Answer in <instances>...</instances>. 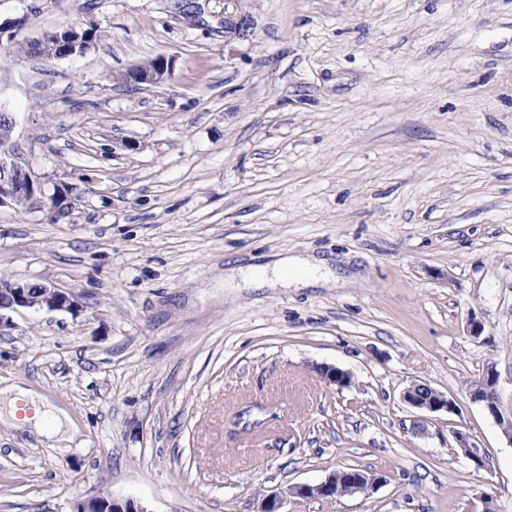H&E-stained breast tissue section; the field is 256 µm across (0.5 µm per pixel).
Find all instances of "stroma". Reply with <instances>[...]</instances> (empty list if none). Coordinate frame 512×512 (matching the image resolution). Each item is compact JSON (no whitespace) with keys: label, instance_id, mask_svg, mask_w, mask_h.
Instances as JSON below:
<instances>
[{"label":"stroma","instance_id":"1","mask_svg":"<svg viewBox=\"0 0 512 512\" xmlns=\"http://www.w3.org/2000/svg\"><path fill=\"white\" fill-rule=\"evenodd\" d=\"M19 17L16 160L77 201L0 207V276L81 308L0 329V388L70 416L52 442L0 420V512H258L343 467L384 480L288 512H512V443L468 392L495 362L512 411V0H0ZM64 24L95 47L16 55ZM159 55L164 82L119 81ZM284 255L329 274L247 280ZM418 381L456 412L403 402ZM456 448H461L463 455L475 464L476 467H483L484 455L482 446L476 439L467 432L457 430L453 435ZM71 512H148L133 500L118 501L105 495L76 500Z\"/></svg>","mask_w":512,"mask_h":512}]
</instances>
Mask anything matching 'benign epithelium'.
<instances>
[{
    "label": "benign epithelium",
    "mask_w": 512,
    "mask_h": 512,
    "mask_svg": "<svg viewBox=\"0 0 512 512\" xmlns=\"http://www.w3.org/2000/svg\"><path fill=\"white\" fill-rule=\"evenodd\" d=\"M32 57L67 58L74 54L70 46L45 34L28 41ZM169 62L160 58L156 68L143 73L135 67L128 74L137 77L143 84L155 85L164 80L169 72ZM14 118L7 115V121L0 123V207L11 205L26 197L42 192L41 175L30 166L20 165L15 158L11 144ZM80 307L79 296L73 289L58 288L44 283H28L5 280L0 277V328L12 325L10 314L19 310L47 312H75ZM321 380L339 389L346 387L350 374L335 366H321L318 369ZM499 374L494 364L484 368L480 378L469 390L472 401L484 404L500 426L502 433L512 442V413L502 412L498 393ZM408 405L429 413H453L455 400L438 391L427 382L409 386L402 395ZM456 447L477 467L484 465L482 446L467 432L457 430L453 435ZM299 499H330L336 496V473L329 474L315 484H296L289 491L273 492L266 495L258 512H288V497ZM71 512H148L132 500L118 501L105 495L80 499L73 503Z\"/></svg>",
    "instance_id": "obj_1"
}]
</instances>
